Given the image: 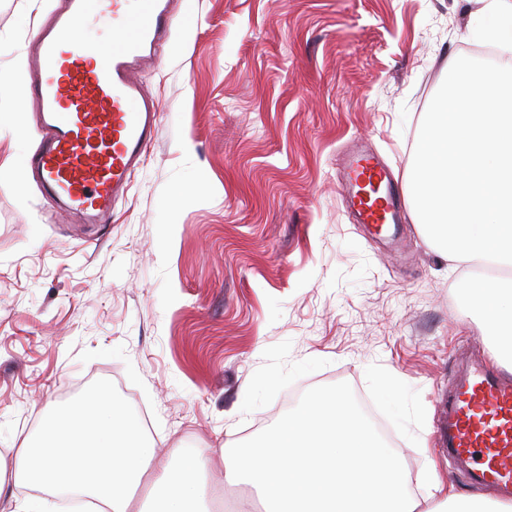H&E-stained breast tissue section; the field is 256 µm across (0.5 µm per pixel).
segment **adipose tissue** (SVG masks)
Listing matches in <instances>:
<instances>
[{
  "label": "adipose tissue",
  "mask_w": 512,
  "mask_h": 512,
  "mask_svg": "<svg viewBox=\"0 0 512 512\" xmlns=\"http://www.w3.org/2000/svg\"><path fill=\"white\" fill-rule=\"evenodd\" d=\"M206 463L195 452L159 464L140 421L108 388L50 414L38 441L16 449L5 477L96 501L94 512H211ZM228 484L252 486L264 512H512L480 497L447 496L429 473L424 500L408 492V470L350 400L309 398L262 442L239 449Z\"/></svg>",
  "instance_id": "ef3b65f1"
}]
</instances>
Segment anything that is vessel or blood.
<instances>
[{
  "mask_svg": "<svg viewBox=\"0 0 512 512\" xmlns=\"http://www.w3.org/2000/svg\"><path fill=\"white\" fill-rule=\"evenodd\" d=\"M64 0L35 41L28 92L39 105L40 150L33 177L61 210L101 223L127 192L131 173L156 137L155 104L133 71L154 59L175 15L174 0ZM112 24V46H74L90 13ZM349 175L379 180L382 200L362 211L363 222L398 220L400 193L379 160L359 151ZM439 437L470 480L497 487L512 500V373L480 362L463 367L448 399Z\"/></svg>",
  "mask_w": 512,
  "mask_h": 512,
  "instance_id": "1",
  "label": "vessel or blood"
}]
</instances>
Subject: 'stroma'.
Masks as SVG:
<instances>
[{
  "mask_svg": "<svg viewBox=\"0 0 512 512\" xmlns=\"http://www.w3.org/2000/svg\"><path fill=\"white\" fill-rule=\"evenodd\" d=\"M61 0H0V68ZM137 69L153 146L109 221L85 224L31 175L0 184V462L45 414L104 386L157 454L277 427L316 393L371 409L416 496L490 497L440 457L458 370L490 346L449 262L412 218L379 234L340 188L355 150L408 189L423 116L450 66L487 55L488 0H186ZM30 96L0 84V169L38 142Z\"/></svg>",
  "mask_w": 512,
  "mask_h": 512,
  "instance_id": "stroma-1",
  "label": "stroma"
}]
</instances>
